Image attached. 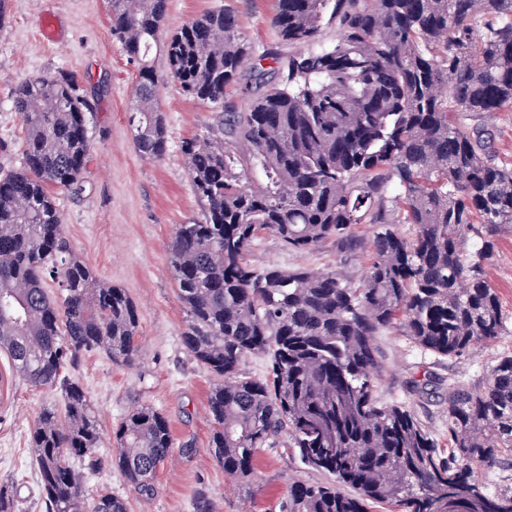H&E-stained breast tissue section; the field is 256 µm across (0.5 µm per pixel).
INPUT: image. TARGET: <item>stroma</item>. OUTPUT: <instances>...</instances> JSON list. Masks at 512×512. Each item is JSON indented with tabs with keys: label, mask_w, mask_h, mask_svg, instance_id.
Segmentation results:
<instances>
[{
	"label": "stroma",
	"mask_w": 512,
	"mask_h": 512,
	"mask_svg": "<svg viewBox=\"0 0 512 512\" xmlns=\"http://www.w3.org/2000/svg\"><path fill=\"white\" fill-rule=\"evenodd\" d=\"M8 3L10 23L0 32V177L23 163L25 127L13 107L15 86L36 74H71L92 109L89 158L81 182L54 191L64 234L98 277L124 289L139 310V358L134 366H119L95 353L82 357L73 375L98 412L103 450L111 449L114 428L137 405L162 412L174 440L173 454L158 469L151 494L135 493L107 459L92 490L111 488L127 499L128 512H193V496L200 490L208 493L215 512H279L292 483L321 482L325 476L305 466L282 440L258 452L252 484L240 487L225 477L209 452L206 407L214 378L183 347L185 313L167 259L176 225L203 217L181 144L212 123V110L167 78L165 57L154 51L157 104L168 146L162 159L142 158L128 117L138 69L112 37L110 0ZM274 6L275 0H169L165 29L173 31L204 12L227 8L256 49L274 47L286 57L296 48L281 41L272 27ZM47 18L56 25V40L42 31ZM372 239V225L362 224L349 248L330 241L301 253L286 250L275 236L262 233L247 260L259 270H336L357 286L366 272ZM484 270L507 317L508 332L496 344L449 359L421 352L395 330L378 338L385 351L375 380L378 395L412 407L443 448L448 445V392L426 391L422 384L434 374L475 386L485 380L500 353H512V224L499 230ZM53 401V393L31 388L13 373L0 353V481L16 483L17 512H32L30 504L39 495L27 435L39 408Z\"/></svg>",
	"instance_id": "1"
}]
</instances>
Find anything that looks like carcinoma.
Returning <instances> with one entry per match:
<instances>
[{"mask_svg":"<svg viewBox=\"0 0 512 512\" xmlns=\"http://www.w3.org/2000/svg\"><path fill=\"white\" fill-rule=\"evenodd\" d=\"M167 11L168 0H112L111 34L138 64L129 120L141 156L167 150L148 60L159 39L168 77L215 110L181 145L203 219L178 225L167 253L183 346L221 378L209 452L224 475L251 483L256 454L285 434L333 481L292 484L280 512H512V491L478 477L512 466L511 352L471 389L428 378L448 384L446 449L374 382L384 330L448 358L506 335L484 262L512 224V166L495 161L494 132L466 120L512 105V0H277L271 23L300 47L285 61L272 47L256 53L225 8L165 35ZM328 24L338 37L325 46ZM236 86L244 112L228 99ZM12 100L25 137L22 167L0 179V351L63 406L42 407L29 434L40 500L45 512H127L106 489L88 496L100 423L69 368L97 352L133 365L139 312L71 250L52 195L87 163L89 105L62 73L26 78ZM359 224L375 227L359 288L334 270L247 263L262 232L309 252L349 245ZM252 355L267 360L262 378L242 372ZM172 451L152 407L113 430L111 462L140 494ZM15 500L14 483H0V512Z\"/></svg>","mask_w":512,"mask_h":512,"instance_id":"carcinoma-1","label":"carcinoma"}]
</instances>
